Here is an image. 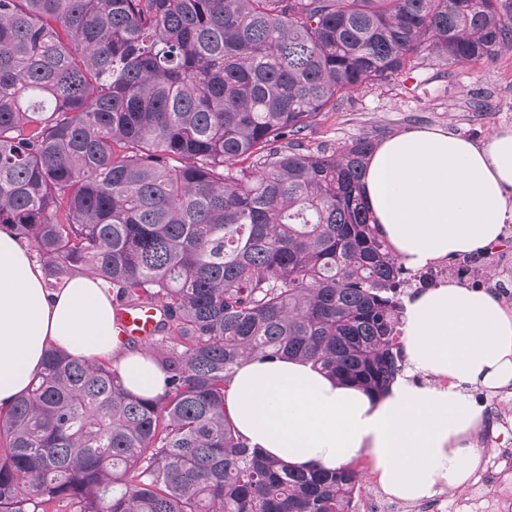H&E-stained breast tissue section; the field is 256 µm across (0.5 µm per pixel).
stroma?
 <instances>
[{
  "mask_svg": "<svg viewBox=\"0 0 512 512\" xmlns=\"http://www.w3.org/2000/svg\"><path fill=\"white\" fill-rule=\"evenodd\" d=\"M512 126V44L494 59L465 65L422 51L409 73L343 95L334 110L306 131L309 149H332L362 135L377 141L413 129H440L484 145L500 127ZM484 426L476 436L482 463L512 448V387L493 394L474 389Z\"/></svg>",
  "mask_w": 512,
  "mask_h": 512,
  "instance_id": "obj_1",
  "label": "stroma"
}]
</instances>
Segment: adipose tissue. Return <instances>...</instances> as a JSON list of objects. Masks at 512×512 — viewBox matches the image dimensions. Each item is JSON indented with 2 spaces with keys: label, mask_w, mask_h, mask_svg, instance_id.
<instances>
[{
  "label": "adipose tissue",
  "mask_w": 512,
  "mask_h": 512,
  "mask_svg": "<svg viewBox=\"0 0 512 512\" xmlns=\"http://www.w3.org/2000/svg\"><path fill=\"white\" fill-rule=\"evenodd\" d=\"M512 126L481 147L437 129L398 133L370 155L364 200L405 268L424 270L498 241L512 220ZM405 367L373 397L311 364L255 357L225 392L242 438L300 468L331 470L369 455L392 497L417 502L467 486L481 463L482 417L470 390L512 385V314L492 296L448 282L410 299ZM118 368L134 396H154L163 373L125 343L112 296L78 271L47 287L44 274L0 226V406L27 393L49 345Z\"/></svg>",
  "instance_id": "adipose-tissue-1"
}]
</instances>
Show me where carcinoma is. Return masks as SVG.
<instances>
[{
  "label": "carcinoma",
  "instance_id": "cac0c4a2",
  "mask_svg": "<svg viewBox=\"0 0 512 512\" xmlns=\"http://www.w3.org/2000/svg\"><path fill=\"white\" fill-rule=\"evenodd\" d=\"M508 42L512 0H0V224L48 287L87 270L155 309L165 373L131 396L48 349L0 409V512H352L354 463L252 450L224 407L252 357L383 394L403 288L432 285L364 201L375 139L302 132L425 48L460 64Z\"/></svg>",
  "mask_w": 512,
  "mask_h": 512
}]
</instances>
